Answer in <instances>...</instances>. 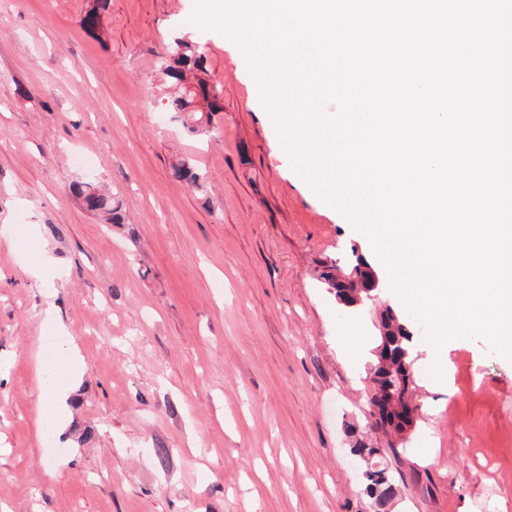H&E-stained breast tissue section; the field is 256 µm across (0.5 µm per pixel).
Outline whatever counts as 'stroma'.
Here are the masks:
<instances>
[{"label":"stroma","mask_w":512,"mask_h":512,"mask_svg":"<svg viewBox=\"0 0 512 512\" xmlns=\"http://www.w3.org/2000/svg\"><path fill=\"white\" fill-rule=\"evenodd\" d=\"M93 3L0 0V512H373L351 448L384 441L366 372L381 310L407 311L385 266L293 170L244 54L193 22L196 0H108L100 39L81 24ZM184 34L223 89L202 139L160 90ZM182 153L203 190L173 177ZM86 179L124 223L70 191ZM42 249L54 267L36 277ZM360 258L381 291L349 308L321 274ZM409 322L420 411L387 458L391 512H512V361L482 339L436 359ZM48 336L79 354L55 456Z\"/></svg>","instance_id":"stroma-1"}]
</instances>
